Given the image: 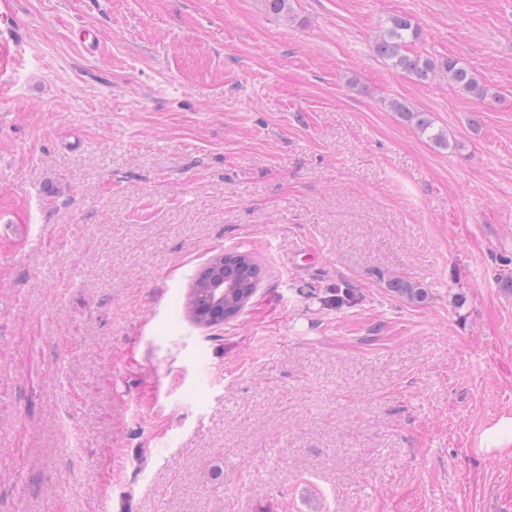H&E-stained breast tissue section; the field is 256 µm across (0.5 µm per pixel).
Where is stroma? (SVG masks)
I'll use <instances>...</instances> for the list:
<instances>
[{
	"mask_svg": "<svg viewBox=\"0 0 512 512\" xmlns=\"http://www.w3.org/2000/svg\"><path fill=\"white\" fill-rule=\"evenodd\" d=\"M292 5L0 0V222L44 240L0 236V512H512V0ZM394 15L490 97L378 57ZM228 250L265 275L198 324ZM391 108L398 112L407 122L413 123L417 130L430 141L441 147H448V137L442 129L435 131L434 123L430 120L428 114L411 110L406 104L399 101H393ZM237 276L241 288L237 283L225 282L224 273ZM262 280V266L250 254L242 255L239 251H227L218 255L201 273L197 287L194 289V314L200 318L211 311H218L224 307V288H241L252 294L246 300L230 299L224 307V316L210 320V323L232 319L237 316L253 296ZM482 444L488 452L503 451L512 446V418L501 419L483 434Z\"/></svg>",
	"mask_w": 512,
	"mask_h": 512,
	"instance_id": "35a3bbf8",
	"label": "stroma"
}]
</instances>
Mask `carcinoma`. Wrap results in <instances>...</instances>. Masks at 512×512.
Wrapping results in <instances>:
<instances>
[{
  "label": "carcinoma",
  "instance_id": "1",
  "mask_svg": "<svg viewBox=\"0 0 512 512\" xmlns=\"http://www.w3.org/2000/svg\"><path fill=\"white\" fill-rule=\"evenodd\" d=\"M420 38V31L415 21L406 16H392L374 44V51L389 60L398 70L413 75L417 80L426 82L437 74L446 76L448 83L465 95L485 97L486 85L477 74L455 57H448L435 63L431 58L413 52L410 46ZM393 111L399 113L406 121L414 124L417 130L430 141L441 147L449 146L448 137L441 129H434V123L428 114L414 111L399 101L391 103ZM224 271L238 277L246 290L255 293L262 280V266L251 255H243L238 251L224 253ZM392 291L411 301L422 302L427 297L425 289L414 285L404 278L390 281Z\"/></svg>",
  "mask_w": 512,
  "mask_h": 512
}]
</instances>
